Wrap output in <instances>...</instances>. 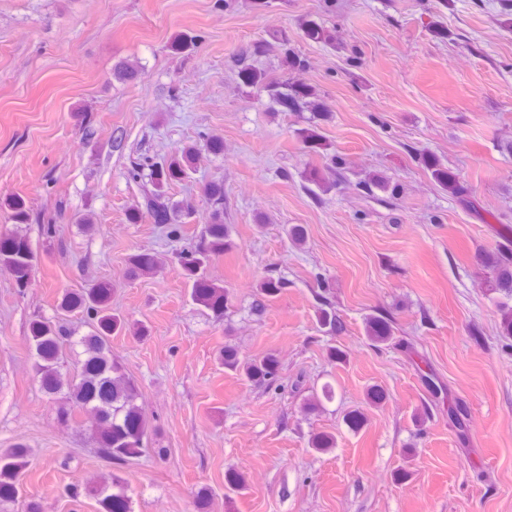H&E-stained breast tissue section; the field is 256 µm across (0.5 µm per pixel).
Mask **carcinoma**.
<instances>
[{
    "instance_id": "1",
    "label": "carcinoma",
    "mask_w": 512,
    "mask_h": 512,
    "mask_svg": "<svg viewBox=\"0 0 512 512\" xmlns=\"http://www.w3.org/2000/svg\"><path fill=\"white\" fill-rule=\"evenodd\" d=\"M273 44L285 56V64L291 70L304 68V59L288 48V31L274 30L270 33ZM196 45V37L179 34L170 43L176 53H189ZM238 76L242 84L253 90L266 93L283 112L317 111V116L330 117L315 88L306 84L279 82L260 69L241 64ZM300 137L306 147L313 151L324 147L323 139L312 125L301 129ZM199 149L194 146L177 149L164 164H151L153 190L146 201V213L133 212L132 219L143 216L155 224H166L170 236L182 237L183 225L194 215L188 203L172 201L168 188L195 170ZM424 167L433 180L448 194L457 196L464 191L456 175L434 156L422 157ZM206 196L213 202L215 210L202 231L203 244L194 249H185L177 256L182 275L190 287L191 300L221 318L228 310V292L206 275L210 262L222 255L229 245L228 225L224 224V186L212 183L204 188ZM10 217L16 224H27L31 220L29 208L19 198L10 197L4 202ZM38 257L29 238L19 232L0 237V268L10 272L17 287L25 288L31 281ZM154 257L138 253L130 257L129 273L146 276L153 273ZM483 270L482 286L492 296L499 316L498 335L512 340V255L508 248L488 253L480 259ZM287 281L278 277H266L257 286L252 309L257 315L266 310L267 302L277 296ZM56 311L60 315L81 313L93 320L94 330L75 337L51 318L38 317L29 324L28 341L34 359V369L42 391L51 399L61 395L65 407L61 419L84 418L94 431L99 449L109 460L124 463L143 452L147 433V420L138 404L139 388L125 371L123 365L112 354V336L129 328L128 322L112 312L111 288L105 282H96L78 291H65L59 298ZM318 323L326 333L335 335L343 330L342 323L332 311L321 308L317 311ZM368 340L375 346L392 339L393 327L382 316L365 318ZM83 349L84 358H77L73 367L65 365L66 350ZM224 368L243 374L247 379L267 387L277 384L280 363L273 354L247 358L238 348L225 344L221 355ZM335 436L328 433L311 435L309 446L318 453L335 447ZM28 466V451L18 445L5 454H0V512H8L22 497L20 477ZM85 494L96 499L99 512H132L131 496L127 485L118 477H104L88 481Z\"/></svg>"
}]
</instances>
